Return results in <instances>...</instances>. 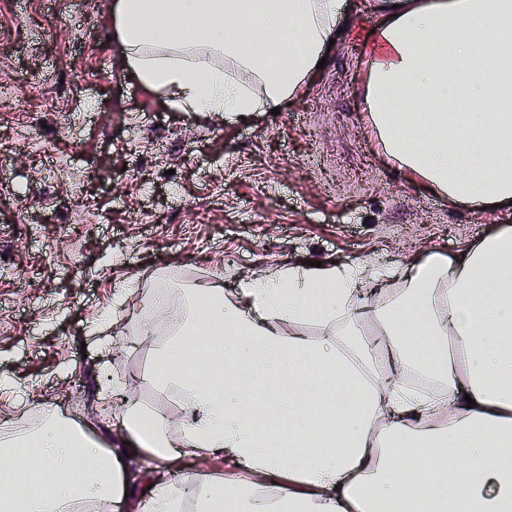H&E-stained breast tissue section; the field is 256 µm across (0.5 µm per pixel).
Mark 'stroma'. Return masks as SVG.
<instances>
[{
	"label": "stroma",
	"instance_id": "obj_1",
	"mask_svg": "<svg viewBox=\"0 0 512 512\" xmlns=\"http://www.w3.org/2000/svg\"><path fill=\"white\" fill-rule=\"evenodd\" d=\"M342 2L352 26L301 95L275 115L216 116L139 83L112 0H0V377L11 382L0 438L26 439L54 417L122 449L123 411L102 404L107 366L138 409L163 411L180 434L183 396L161 384L158 349L189 318L197 282L229 294L309 261L368 277L512 225L511 208L449 203L387 164L361 107L380 17L372 0ZM76 211L88 223L61 235ZM161 284L165 295L143 302ZM156 466L142 453L129 496L94 512H143ZM169 469L173 512H201L230 475L220 456L182 455Z\"/></svg>",
	"mask_w": 512,
	"mask_h": 512
}]
</instances>
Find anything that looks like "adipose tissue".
I'll return each instance as SVG.
<instances>
[{"label": "adipose tissue", "instance_id": "1", "mask_svg": "<svg viewBox=\"0 0 512 512\" xmlns=\"http://www.w3.org/2000/svg\"><path fill=\"white\" fill-rule=\"evenodd\" d=\"M362 106L387 161L434 193L479 210L512 203V0H378ZM112 25L126 67L144 86L193 112H268L298 96L331 38L351 20L339 0H114ZM212 57L223 66L209 65ZM246 73L249 85L233 79ZM403 287H392L394 278ZM201 325L245 341L250 368L270 362L310 395L293 403L282 435L258 440L226 406L224 384L185 370V340L160 351L188 420L171 441L160 416L151 431L126 407L136 444L160 461L175 447L248 461L277 501L224 488L226 512H455L472 498L512 512V227L363 278L337 267H284L244 280L236 302L196 285ZM376 323L364 336V315ZM335 323L313 344L296 327ZM383 372H374L375 363ZM416 372L436 386L420 396ZM38 446L0 445V490L23 512L108 501L126 491L124 462L62 420ZM497 492L484 493L486 483Z\"/></svg>", "mask_w": 512, "mask_h": 512}]
</instances>
